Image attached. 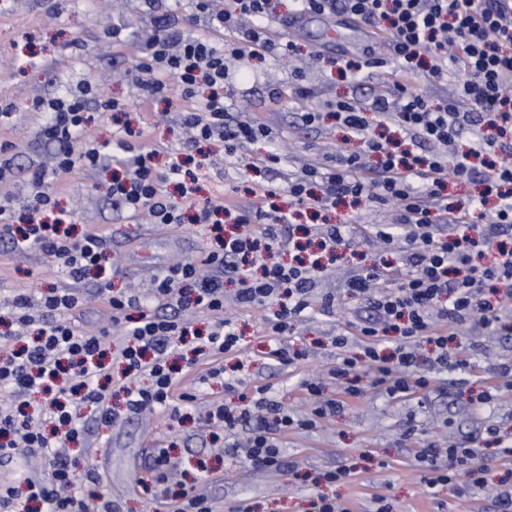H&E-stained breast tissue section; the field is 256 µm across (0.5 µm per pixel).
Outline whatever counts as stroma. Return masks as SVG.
<instances>
[{"label":"stroma","instance_id":"35a3bbf8","mask_svg":"<svg viewBox=\"0 0 512 512\" xmlns=\"http://www.w3.org/2000/svg\"><path fill=\"white\" fill-rule=\"evenodd\" d=\"M271 7L268 27L274 48L263 56L247 55L236 61L224 108L230 117L246 114L268 125L274 138L248 144L229 158L223 143L205 147L201 152L206 157H223L224 178L213 180L209 168L198 169L201 199L269 180L286 184L301 160L321 158L329 148L360 150L361 141L348 137L330 113L338 100L366 103L377 91L392 86L387 66L355 76L338 74L340 61L386 51L367 29L358 28L356 20L340 14L301 17L295 0H271ZM118 22L127 26L129 42L123 46L113 45L108 35ZM340 24L358 28V46L328 42L327 32ZM151 30L140 0H0V103L12 107L11 118L0 124V142L17 147L15 178L0 185V198L21 206L29 191L30 172L55 149L54 143L38 135L47 115L34 110V100L61 95L86 81L99 83L110 97L125 103L132 121L150 119L149 137L137 143L140 150L168 147L193 157L201 153L183 140L184 101L179 89L171 88L167 102L153 109L130 79L137 51ZM75 40L80 49H72ZM287 42L294 50L283 59L277 47ZM304 112L323 113L324 120L317 126L303 125L300 115ZM270 152L281 157L274 170L253 169L254 160ZM111 176L108 168L93 174L73 172L63 178L57 203L71 213L76 234L102 236L114 262L113 288H132L144 295L167 266L198 259L206 235L194 224H148L133 218L110 195ZM378 261L375 241L356 235L354 255L341 260L338 272L325 275L317 284V295H335L333 310L314 309L291 336H271L264 310L229 308L242 342L236 358L223 360L222 365L233 370V363H240V370H233L235 388H226L223 378L208 377V364L199 365L198 373L207 378L204 400L182 408V421L171 426L155 414L131 413L104 424L92 408H81L82 432L70 444L68 459L82 468L97 467L104 477L99 494L118 504L121 512H164L165 503L144 495L139 482L150 477L151 450L167 446L179 464L175 478L201 489L218 512H237L242 505L249 512H310L311 501L320 494L339 499L351 512H370L375 494L386 496L393 512H498L490 489L512 485V466L494 457L493 451L498 441H512V391L485 405L477 404L475 398L497 382L498 365L512 360V331L476 327L457 337L455 366L437 373L430 390L392 399L368 387L332 420L289 434L283 449L291 465L287 471L262 472L242 453L218 447L202 419L213 401L248 407V394L259 386L267 387L269 396L289 410H307L301 379L321 376L335 365L340 351L332 343L333 336L347 329L365 306L363 297L348 294L344 272L369 268ZM72 286L79 287L85 299L74 324L84 331L98 328L105 319V305L95 278L73 284L67 271L39 249L19 255L10 241L0 240V311L10 312L16 294L36 298L50 289ZM279 346L296 352L294 364H282L271 356V349ZM444 436L485 449L489 489L472 490L462 469L456 475L457 494L425 488L416 453ZM200 459L208 462V478H200L196 469ZM338 468L349 469L345 480L323 481V473Z\"/></svg>","mask_w":512,"mask_h":512}]
</instances>
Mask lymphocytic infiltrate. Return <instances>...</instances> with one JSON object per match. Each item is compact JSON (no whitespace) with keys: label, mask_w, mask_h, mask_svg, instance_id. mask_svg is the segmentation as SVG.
I'll return each instance as SVG.
<instances>
[{"label":"lymphocytic infiltrate","mask_w":512,"mask_h":512,"mask_svg":"<svg viewBox=\"0 0 512 512\" xmlns=\"http://www.w3.org/2000/svg\"><path fill=\"white\" fill-rule=\"evenodd\" d=\"M194 2L207 33L191 35L169 17H156L136 58V87L146 102L155 104L166 100L171 86H178L186 102L182 122L191 143L216 139L223 142L226 154L233 155L244 144L271 135L267 125L249 117L228 122L224 111L230 60L245 52L262 55L271 46L268 0H224L220 10L214 9L215 0ZM300 10L349 15L387 43L396 63L397 92L376 96L365 105L337 102V124L360 135L363 147L357 153L336 151L328 163L296 173L287 186L294 201L291 209L277 207V188L264 184L243 196L202 202L197 198V178L187 170L182 154L169 152L162 165L156 162L155 149L116 161L105 144L81 140L90 120L88 99H96L104 112L124 109L102 86L90 83L35 102V109L50 114L39 134L57 145L53 163L33 171L22 210L0 205V238L9 239L15 249L40 248L77 281L92 271L100 275L98 288L108 321L126 327L123 341L111 353L125 364V410H150L173 421L179 417L176 401L199 399L198 389L183 386L193 375L196 360L181 367L173 362L180 352L178 340L189 332L185 313L203 311L212 319L203 346L207 357H235L240 337L224 315V278L232 274L239 282V305L266 309L271 335L293 334L311 307L317 280L353 247L350 225L317 224L313 233L320 239L319 252L284 263V251L296 247L293 228L300 218L311 210H331L347 198L356 206L393 207L392 223L370 226L375 238L397 248L398 261L379 260L389 286H378L370 268L350 274L346 282L350 295L366 299L368 314L354 323L353 334L335 338L342 355L328 374L341 385L340 397L323 398L318 379H304L301 385L310 409L298 415L267 397L264 388L256 390V424L245 456L251 465L271 473L284 465L281 438L336 416L346 399L361 395L363 376H371L374 387L397 399L429 389L434 383L432 370L450 363L449 345L461 328L489 327L512 303V247L498 241L503 229L512 226V0H300ZM224 29L240 33V47L227 50L215 43L212 32ZM423 68L436 81L457 78L453 102L436 105L410 89V81ZM371 112L380 125L433 144V151L398 152L368 136ZM471 125L477 128L471 147L457 150L458 138ZM106 166L113 169L110 194L131 214H149L157 224H179L184 209L191 208L193 223L210 228L202 260L166 269L144 298L112 290L107 275L112 262L100 236L75 238L60 231V224L71 220L66 213L56 225L40 221L55 207L65 175ZM475 182L481 190L468 203L447 194L449 184ZM171 184L179 191V201H172L165 191ZM228 217L237 225H259L260 230L248 238L225 233ZM155 302L170 308V315H157L151 308ZM83 303L69 288L36 300L26 294L12 300L17 323L32 322L29 309L34 304L44 321L32 346L20 351L0 347V390L17 396L39 389L48 395L51 407L39 418L1 409L0 454L43 455L50 479L0 483V512H30L35 501L47 504L48 512H111L109 502L87 490L99 482L95 471L77 469L58 452L81 432L78 407H95L107 422L118 417L101 382L104 359L110 354L104 331L77 330L67 317ZM423 341L433 347L426 373L420 370L424 363L417 353ZM481 458L478 448H438L430 443L418 461L426 488L453 487L459 468L479 488L486 482ZM171 468L169 449H155L152 477L143 483V493L174 502V512H214L209 499L170 485Z\"/></svg>","instance_id":"lymphocytic-infiltrate-1"}]
</instances>
